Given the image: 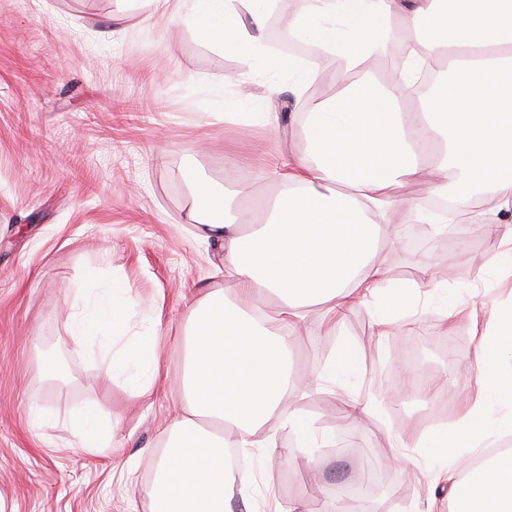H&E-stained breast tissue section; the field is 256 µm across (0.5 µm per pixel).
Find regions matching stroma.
I'll return each instance as SVG.
<instances>
[{
	"label": "stroma",
	"mask_w": 512,
	"mask_h": 512,
	"mask_svg": "<svg viewBox=\"0 0 512 512\" xmlns=\"http://www.w3.org/2000/svg\"><path fill=\"white\" fill-rule=\"evenodd\" d=\"M245 66L203 40L182 19L150 15L142 0H0V501L6 512H149L144 490L162 432L179 410L183 327L222 255L197 241L192 184L239 182L253 221L257 203L278 190L275 167L303 151L299 123L273 128L265 112L305 111L287 87L294 73ZM231 77L227 97L244 102L250 123L221 118L207 93ZM497 242L463 239L379 260L408 277L417 263L440 271L458 293L459 315L410 304L381 330L377 302L350 307L335 324L311 308L290 334L294 368L311 377L342 341L353 344L359 375L345 387H310L303 414L335 436L318 449L316 475L288 462L255 468V493L234 496L237 512H287L300 503L322 512L357 469L386 462L363 512H425L448 492L435 484L447 467L466 474L469 453L418 447L433 429L456 423L476 392L479 325L512 294V276L493 271ZM122 282L135 305L128 331L157 322L167 386L131 393L110 379L63 314L76 293ZM477 284V294L467 291ZM375 406L350 421V401ZM58 419L91 404L112 424V445L78 447L64 428L26 422L31 405ZM135 478H128L129 465Z\"/></svg>",
	"instance_id": "obj_1"
}]
</instances>
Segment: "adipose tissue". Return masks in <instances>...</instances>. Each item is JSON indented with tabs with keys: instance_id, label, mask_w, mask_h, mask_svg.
Returning <instances> with one entry per match:
<instances>
[{
	"instance_id": "ef3b65f1",
	"label": "adipose tissue",
	"mask_w": 512,
	"mask_h": 512,
	"mask_svg": "<svg viewBox=\"0 0 512 512\" xmlns=\"http://www.w3.org/2000/svg\"><path fill=\"white\" fill-rule=\"evenodd\" d=\"M156 12H174L202 38L249 65L294 69L264 42L268 12L279 0H152ZM314 0L295 34L333 57L357 78L336 94L312 101L303 114L304 150L274 173L282 189L270 217L255 222L238 210L229 186L198 182L192 189L194 223L203 242L224 251V280L234 289L210 288L194 301L185 325L182 411L167 426L147 491L150 512H231L235 484L229 448H265L290 460L264 433L270 417L293 430L302 447H318L307 421L292 405V348L277 324H302L320 307L335 322L366 294H382L377 315L393 325L405 304L433 284L428 267L415 278L391 281L376 259L382 229L400 199L397 188L427 178L429 195L450 200L452 214L426 211L420 199L407 215L429 236L448 230L449 216L479 225L498 241L495 271L512 274V0ZM406 35L409 63L401 76L373 79L367 59L384 49L391 26ZM438 64L443 75L418 113L405 109L417 73ZM493 192L498 206L485 212L474 201ZM264 296L279 301L277 321L262 313ZM123 285L85 288L70 304L71 336L89 343L105 369L131 392L158 385L163 366L156 333L127 336L131 306ZM478 390L453 429L423 438L429 448L468 449L481 463L466 477L447 470L455 512H512V448L490 445L512 434V297L496 305L474 354ZM357 373L351 344H341L318 370V383L336 387ZM36 428L57 418L40 406L28 413ZM78 447L112 445V428L88 408L62 422Z\"/></svg>"
}]
</instances>
